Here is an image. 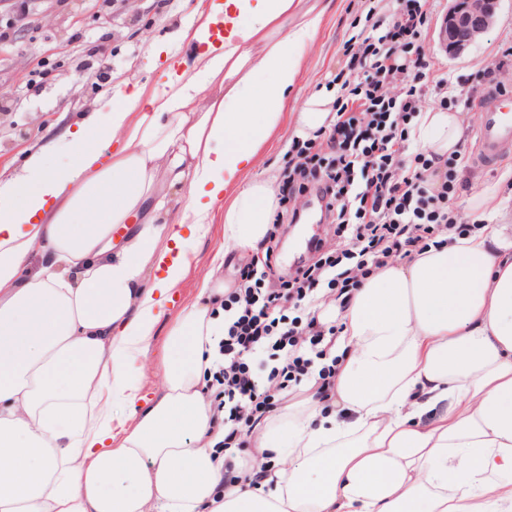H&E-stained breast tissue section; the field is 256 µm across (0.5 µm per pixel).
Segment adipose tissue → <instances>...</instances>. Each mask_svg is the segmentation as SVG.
<instances>
[{
  "mask_svg": "<svg viewBox=\"0 0 512 512\" xmlns=\"http://www.w3.org/2000/svg\"><path fill=\"white\" fill-rule=\"evenodd\" d=\"M318 23L300 0H197L176 35L196 50L168 54L162 87L117 93L0 179V512H512L507 225L450 231L362 281L332 396L255 436L271 463L258 487L225 489L206 388L219 268L171 322L160 394L142 400L126 371L207 225L238 251L264 238L278 178L238 177L282 123ZM334 100L305 99L300 137L329 128ZM465 120L423 112L411 136L449 160ZM121 406L133 422L116 432Z\"/></svg>",
  "mask_w": 512,
  "mask_h": 512,
  "instance_id": "adipose-tissue-1",
  "label": "adipose tissue"
}]
</instances>
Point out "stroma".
Here are the masks:
<instances>
[{
  "label": "stroma",
  "mask_w": 512,
  "mask_h": 512,
  "mask_svg": "<svg viewBox=\"0 0 512 512\" xmlns=\"http://www.w3.org/2000/svg\"><path fill=\"white\" fill-rule=\"evenodd\" d=\"M364 0H302L303 9L321 10V22L313 47L308 50L297 89L288 100L289 116L269 142L256 166L255 175L280 171L283 156L293 137L291 114L305 97L327 87L331 73L343 64L341 46L353 33L351 24L362 14ZM195 0H0V30H6L5 52L0 55V91L8 92V107L0 108V175L18 172L30 153L63 131L82 113L100 105L115 90L134 86H162L165 66L155 63L154 48L191 21ZM428 19L421 48L427 59L447 70L453 82L471 86L472 73L494 63L503 49L512 47V0H500L495 22L478 36L464 56L452 59L441 49L438 31L446 0H428ZM476 134L466 131L467 146L456 167L458 187L452 202L464 207L466 200L491 189L496 197L488 206L490 224H512V148L502 161L488 169L473 159ZM292 205L303 216L300 224L285 228L279 247L281 271L313 258L305 237L334 240L336 227L322 218L315 198L305 194ZM189 272L177 297L162 316L151 341L148 360L128 365L145 393L162 384L156 367L167 339L170 317L195 296L202 277L213 261L223 260L224 279L232 281L240 258L224 250L223 227L211 225L191 249Z\"/></svg>",
  "instance_id": "stroma-1"
}]
</instances>
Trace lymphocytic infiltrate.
Returning a JSON list of instances; mask_svg holds the SVG:
<instances>
[{"instance_id": "lymphocytic-infiltrate-1", "label": "lymphocytic infiltrate", "mask_w": 512, "mask_h": 512, "mask_svg": "<svg viewBox=\"0 0 512 512\" xmlns=\"http://www.w3.org/2000/svg\"><path fill=\"white\" fill-rule=\"evenodd\" d=\"M390 11L387 26L375 15ZM427 0H369L366 22L343 44L345 65L333 77L335 121L310 138H293L283 158L279 209L259 242L263 257L240 266L224 291V336L218 343L210 387L214 410L224 416V485L256 487L266 466L240 468L235 456L249 451L253 431L316 382L328 398L336 381V324L318 306L321 290L347 306L362 276L409 261L447 234L463 215L450 206L448 171L437 156L416 149L409 119L425 97L473 112L477 90L502 86L493 70L477 69L475 87L455 90L421 52ZM432 72L431 84L420 81ZM401 84L403 96L390 89ZM312 192L336 223L335 243H316L315 260L276 275L273 257L282 225L299 223L291 199Z\"/></svg>"}]
</instances>
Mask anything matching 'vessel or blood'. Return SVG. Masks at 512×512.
Here are the masks:
<instances>
[{"mask_svg":"<svg viewBox=\"0 0 512 512\" xmlns=\"http://www.w3.org/2000/svg\"><path fill=\"white\" fill-rule=\"evenodd\" d=\"M477 112V160L490 168L498 163L505 147L512 146V94L488 96Z\"/></svg>","mask_w":512,"mask_h":512,"instance_id":"b4317fda","label":"vessel or blood"}]
</instances>
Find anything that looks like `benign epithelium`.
I'll list each match as a JSON object with an SVG mask.
<instances>
[{
	"instance_id": "1",
	"label": "benign epithelium",
	"mask_w": 512,
	"mask_h": 512,
	"mask_svg": "<svg viewBox=\"0 0 512 512\" xmlns=\"http://www.w3.org/2000/svg\"><path fill=\"white\" fill-rule=\"evenodd\" d=\"M499 0H451L440 40L450 56L464 53L495 21Z\"/></svg>"
}]
</instances>
